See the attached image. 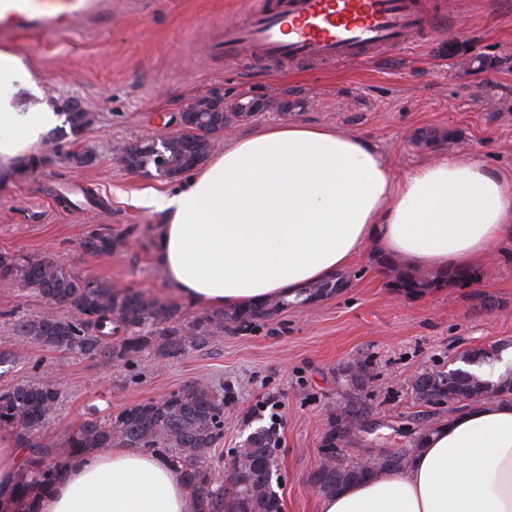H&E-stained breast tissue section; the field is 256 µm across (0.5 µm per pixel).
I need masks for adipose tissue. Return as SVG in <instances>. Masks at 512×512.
Instances as JSON below:
<instances>
[{"instance_id": "obj_1", "label": "adipose tissue", "mask_w": 512, "mask_h": 512, "mask_svg": "<svg viewBox=\"0 0 512 512\" xmlns=\"http://www.w3.org/2000/svg\"><path fill=\"white\" fill-rule=\"evenodd\" d=\"M58 116L22 56L0 47V177ZM161 228L155 261L196 306L242 308L294 294L374 246L412 266L472 268L512 247V176L480 155L439 153L397 171L369 138L329 126L266 124L230 138L173 189L146 196ZM27 450L0 429V507ZM35 512H197L178 467L140 448L87 451ZM318 512H512V401L449 414L402 471L323 495Z\"/></svg>"}]
</instances>
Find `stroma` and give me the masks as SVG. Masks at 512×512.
I'll return each instance as SVG.
<instances>
[{"label":"stroma","mask_w":512,"mask_h":512,"mask_svg":"<svg viewBox=\"0 0 512 512\" xmlns=\"http://www.w3.org/2000/svg\"><path fill=\"white\" fill-rule=\"evenodd\" d=\"M447 15V35L421 33L385 51L372 65L339 61L309 67L271 65L254 57L227 60L210 54L209 41L225 24L265 8L270 0H114L112 16L91 28L0 38L40 77L61 111L86 113L79 127L60 123L36 150L38 166L22 164L0 181V251L53 253L73 270L178 303L185 317L196 306L167 285L154 259L158 215L140 204L172 180L125 169L113 150L174 129V118L195 98L248 91L287 96V112H263L234 126L245 133L263 124L333 125L370 137L398 168L428 157L415 145L421 128L455 132L449 151L482 156L512 175V0H420ZM491 58L492 70L468 72L448 47ZM89 186L106 208L65 209L53 196L64 185ZM122 235L109 255H90L81 239L90 225ZM468 288H442L408 299L388 288L370 255L348 270L344 291L312 305L288 309L251 331L224 335L201 351L156 359L132 376L123 365L46 351L13 330L15 317L34 316L41 299L0 288V352L13 361L0 373V390L44 376L60 401L43 432L59 436L98 415H114L141 401L196 383L233 391L215 466L227 473L235 448L258 416L259 400L278 404L279 493L283 512H317L310 476L323 455V437L343 407L341 383L364 366L370 377L361 398L387 449L404 448L424 421L447 417L446 408L414 402L415 375L447 364L458 353L499 340L512 341V261L490 256ZM44 358L41 371L31 361Z\"/></svg>","instance_id":"1"}]
</instances>
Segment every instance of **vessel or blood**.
<instances>
[{
	"mask_svg": "<svg viewBox=\"0 0 512 512\" xmlns=\"http://www.w3.org/2000/svg\"><path fill=\"white\" fill-rule=\"evenodd\" d=\"M106 0H0V33L78 26ZM447 31L446 16H425L417 0H281L277 8L225 27L226 58L257 54L272 62L369 60L370 50L407 42L425 28Z\"/></svg>",
	"mask_w": 512,
	"mask_h": 512,
	"instance_id": "vessel-or-blood-1",
	"label": "vessel or blood"
}]
</instances>
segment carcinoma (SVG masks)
Instances as JSON below:
<instances>
[{
    "label": "carcinoma",
    "mask_w": 512,
    "mask_h": 512,
    "mask_svg": "<svg viewBox=\"0 0 512 512\" xmlns=\"http://www.w3.org/2000/svg\"><path fill=\"white\" fill-rule=\"evenodd\" d=\"M255 112H200L191 126L177 131L163 147L169 172L182 171L184 158L191 154L205 160L211 153L221 125L246 121ZM122 153L145 172L159 175L158 147L149 141L126 145ZM123 245L120 235L98 225L90 226L81 240L83 251L110 254ZM373 262L391 273L388 287L406 298H420L440 288H465L479 279L475 269L446 273H422L397 259L372 253ZM0 278L18 284L26 294L45 302L67 303L82 311L80 316L44 313L19 317L13 329L36 345L49 350L103 355L128 368H141L148 356L179 358L211 344L215 337L253 329L292 307L328 299L349 285L339 274L302 289L291 299L277 297L242 309L203 311L184 318L180 305L145 291L117 290L98 278L81 275L50 254L15 255L0 253ZM505 345H493L466 355L463 365L478 366L457 375L475 396V401L509 399L496 386L512 381V364L500 368L499 356ZM424 371L410 382L413 397L420 400L437 382ZM61 392L49 381L22 383L0 393V427L16 428L29 449L28 466L17 477L15 495L29 502L37 492L52 485L67 459L87 448H144L170 456L178 465L185 484L198 496L201 512H282L276 490L277 454L280 440L275 424H260L236 448L227 482L216 477L213 462L224 440L218 418L229 396L206 384H193L173 391L159 400H148L125 408L110 417H93L69 428L60 437L45 441L47 426ZM331 418L325 432L324 459L318 466L321 492L332 493L365 479L357 458L336 450V422ZM420 441L408 448L374 455L370 469L380 476L408 466Z\"/></svg>",
    "instance_id": "carcinoma-1"
}]
</instances>
